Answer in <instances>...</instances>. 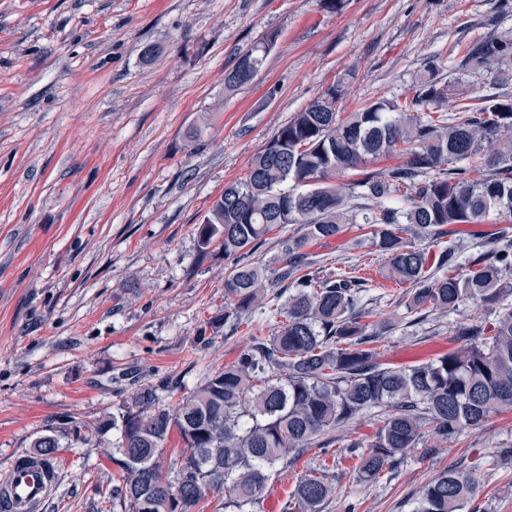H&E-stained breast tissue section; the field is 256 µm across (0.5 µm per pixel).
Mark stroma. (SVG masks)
I'll return each instance as SVG.
<instances>
[{"mask_svg":"<svg viewBox=\"0 0 512 512\" xmlns=\"http://www.w3.org/2000/svg\"><path fill=\"white\" fill-rule=\"evenodd\" d=\"M494 31L512 34V0H0V474L56 436L60 482L44 512H112L122 470L98 424L148 386L174 405L281 326L258 310L200 338L224 310L226 263L219 243L201 252L197 227L225 185L338 77L345 111L400 101L430 58L459 60ZM269 35L253 82L225 90ZM306 251L325 268L356 266L364 302L393 303L382 363L451 349L457 314L409 321L405 287L356 225ZM375 430L368 414L327 453L310 449L255 512H287L295 482L319 467L336 485L324 512H411L459 461L483 478L465 512H512V461L496 456L512 446V413L365 482L347 447Z\"/></svg>","mask_w":512,"mask_h":512,"instance_id":"obj_1","label":"stroma"}]
</instances>
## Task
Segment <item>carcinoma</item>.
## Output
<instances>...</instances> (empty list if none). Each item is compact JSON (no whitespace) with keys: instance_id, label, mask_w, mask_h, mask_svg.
<instances>
[{"instance_id":"1","label":"carcinoma","mask_w":512,"mask_h":512,"mask_svg":"<svg viewBox=\"0 0 512 512\" xmlns=\"http://www.w3.org/2000/svg\"><path fill=\"white\" fill-rule=\"evenodd\" d=\"M266 55L245 53L224 85L251 83ZM476 80L512 70V37L489 36L463 49L458 67ZM469 82H442L430 62L403 102L379 100L347 116L338 79L318 94L255 156L246 178L224 187L197 227L207 252L216 240L231 261L224 297L231 307L214 316L215 331L264 304L265 277L252 256L276 241L279 281L289 282L280 330L254 336L234 361L204 378L179 403L159 405L144 388L99 430L119 438L123 475L112 486V508L124 512H192L209 488L224 493V512H253L267 484L307 450L332 446L336 431L367 413L378 428L359 456V478L371 482L420 445L438 448L477 429L492 415L512 412V235L488 236L491 249L460 262L452 227L475 224L491 211L512 214V97L474 102ZM459 96L454 113L448 92ZM396 154L383 170L367 163ZM361 168V178L332 177ZM297 232L286 233L288 225ZM345 224L368 226L371 246L386 259L385 278L408 286L409 314L455 312L476 303L497 315L474 313L448 328L457 347L431 361L391 368L379 344L392 326L385 305L364 306L366 281L345 270H312L304 248L331 239ZM448 238L432 253L426 242ZM184 443L174 477L161 454L171 432ZM54 459L53 436L33 442ZM475 469L447 468L424 484L412 512H464L481 492ZM336 493L332 476L315 469L291 492V512H323Z\"/></svg>"}]
</instances>
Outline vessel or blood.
Here are the masks:
<instances>
[{
  "label": "vessel or blood",
  "mask_w": 512,
  "mask_h": 512,
  "mask_svg": "<svg viewBox=\"0 0 512 512\" xmlns=\"http://www.w3.org/2000/svg\"><path fill=\"white\" fill-rule=\"evenodd\" d=\"M57 486V466L49 459L25 455L0 477V512H43Z\"/></svg>",
  "instance_id": "obj_1"
}]
</instances>
